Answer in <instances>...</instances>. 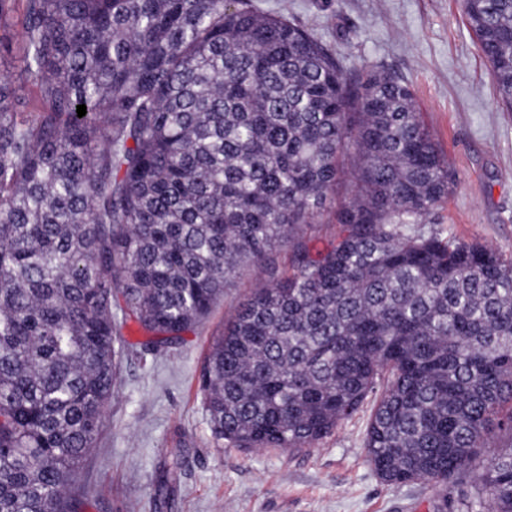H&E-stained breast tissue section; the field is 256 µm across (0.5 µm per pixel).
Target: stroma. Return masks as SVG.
Masks as SVG:
<instances>
[{"label": "stroma", "mask_w": 512, "mask_h": 512, "mask_svg": "<svg viewBox=\"0 0 512 512\" xmlns=\"http://www.w3.org/2000/svg\"><path fill=\"white\" fill-rule=\"evenodd\" d=\"M311 31L346 61L405 78L415 105L448 159L452 192L435 226L443 238L479 242L512 258V113L503 112L462 0H253ZM259 280L237 274L211 315L179 343L144 350L134 324L95 448L69 491L80 512H436L461 486L390 485L364 447L371 404L312 448L292 453L216 442L202 372L222 334ZM176 468L177 481L162 475Z\"/></svg>", "instance_id": "1"}]
</instances>
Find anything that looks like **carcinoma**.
Listing matches in <instances>:
<instances>
[{"mask_svg":"<svg viewBox=\"0 0 512 512\" xmlns=\"http://www.w3.org/2000/svg\"><path fill=\"white\" fill-rule=\"evenodd\" d=\"M463 10L512 112V0ZM0 30L41 102L0 73V512H75L122 326L171 345L244 267L203 374L216 441L301 451L371 397L383 482L512 512V447L485 454L512 437V259L423 230L451 178L407 81L252 0H0Z\"/></svg>","mask_w":512,"mask_h":512,"instance_id":"cac0c4a2","label":"carcinoma"}]
</instances>
